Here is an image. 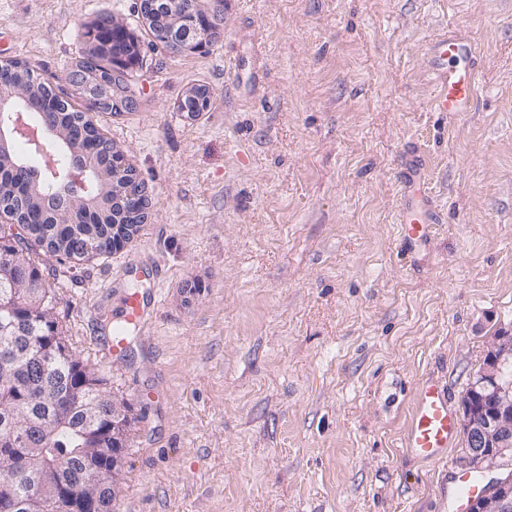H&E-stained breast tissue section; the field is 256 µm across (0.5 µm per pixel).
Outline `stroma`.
<instances>
[{
  "mask_svg": "<svg viewBox=\"0 0 512 512\" xmlns=\"http://www.w3.org/2000/svg\"><path fill=\"white\" fill-rule=\"evenodd\" d=\"M136 0H0V61L61 85L80 26ZM464 30L477 99L431 109L425 46ZM139 105L94 119L146 184L123 250L43 255L76 356L136 417L114 512H441L447 466L403 446L428 375L450 406L512 335V0H224L206 52L149 54ZM195 83L210 111L178 109ZM447 214L397 251L405 149ZM158 297L122 356L114 299Z\"/></svg>",
  "mask_w": 512,
  "mask_h": 512,
  "instance_id": "1",
  "label": "stroma"
}]
</instances>
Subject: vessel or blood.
I'll return each mask as SVG.
<instances>
[{
    "mask_svg": "<svg viewBox=\"0 0 512 512\" xmlns=\"http://www.w3.org/2000/svg\"><path fill=\"white\" fill-rule=\"evenodd\" d=\"M478 51L464 33L446 31L432 42L427 65L434 75L432 109L460 114L472 111L476 98L475 69ZM400 187L398 246L404 263L415 267L419 253L430 241L444 214L426 190L425 162L411 151L401 156L396 171ZM148 320L145 303L136 293L117 305L114 324L142 327ZM457 432V420L449 405L448 385L441 378L423 380L414 394L404 446L417 459L447 463L448 449Z\"/></svg>",
    "mask_w": 512,
    "mask_h": 512,
    "instance_id": "obj_1",
    "label": "vessel or blood"
}]
</instances>
